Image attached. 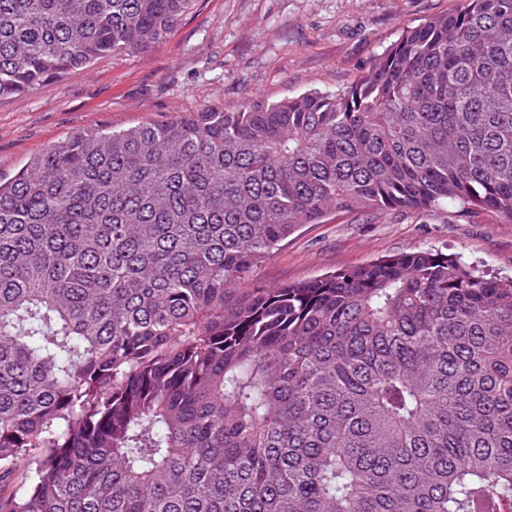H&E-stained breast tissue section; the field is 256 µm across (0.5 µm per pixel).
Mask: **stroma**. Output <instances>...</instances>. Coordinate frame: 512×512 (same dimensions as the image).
<instances>
[{"instance_id":"35a3bbf8","label":"stroma","mask_w":512,"mask_h":512,"mask_svg":"<svg viewBox=\"0 0 512 512\" xmlns=\"http://www.w3.org/2000/svg\"><path fill=\"white\" fill-rule=\"evenodd\" d=\"M459 0H195L165 40L144 53L99 59L34 91L0 100V177L91 127L127 128L256 98L335 92L369 71L404 28ZM438 250L512 278V224L455 206L331 215L305 224L257 279L269 287Z\"/></svg>"}]
</instances>
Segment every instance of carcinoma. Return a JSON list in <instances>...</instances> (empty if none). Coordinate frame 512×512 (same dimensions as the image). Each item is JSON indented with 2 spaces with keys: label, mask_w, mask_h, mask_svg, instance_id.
Segmentation results:
<instances>
[{
  "label": "carcinoma",
  "mask_w": 512,
  "mask_h": 512,
  "mask_svg": "<svg viewBox=\"0 0 512 512\" xmlns=\"http://www.w3.org/2000/svg\"><path fill=\"white\" fill-rule=\"evenodd\" d=\"M193 0H0V99ZM512 223V0L335 93L89 128L0 182V512H512V280L420 250L267 288L332 212Z\"/></svg>",
  "instance_id": "carcinoma-1"
}]
</instances>
